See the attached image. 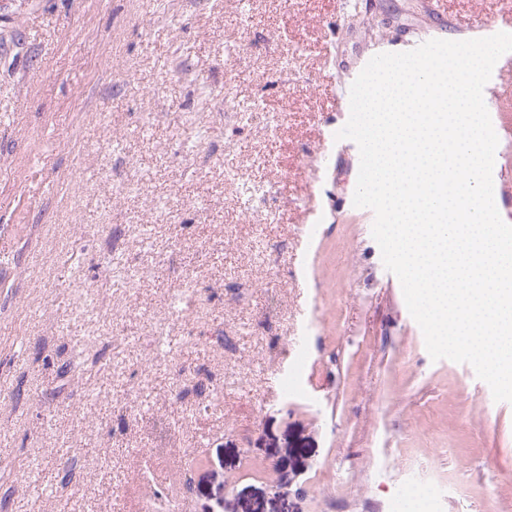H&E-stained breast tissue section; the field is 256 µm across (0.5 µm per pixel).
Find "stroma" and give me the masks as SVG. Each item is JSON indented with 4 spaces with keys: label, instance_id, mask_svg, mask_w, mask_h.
Returning <instances> with one entry per match:
<instances>
[{
    "label": "stroma",
    "instance_id": "1",
    "mask_svg": "<svg viewBox=\"0 0 512 512\" xmlns=\"http://www.w3.org/2000/svg\"><path fill=\"white\" fill-rule=\"evenodd\" d=\"M431 2L0 0V34L22 35L0 45V512H145L146 487L184 496L186 469L190 512H417L429 463L441 512H512V402L431 359L336 137L372 57L512 15ZM493 75L486 107L512 118V57ZM124 264L145 272L130 288ZM218 329L221 350L147 348ZM109 336L138 337L134 379L52 396ZM177 368L223 380L208 412L171 399Z\"/></svg>",
    "mask_w": 512,
    "mask_h": 512
}]
</instances>
